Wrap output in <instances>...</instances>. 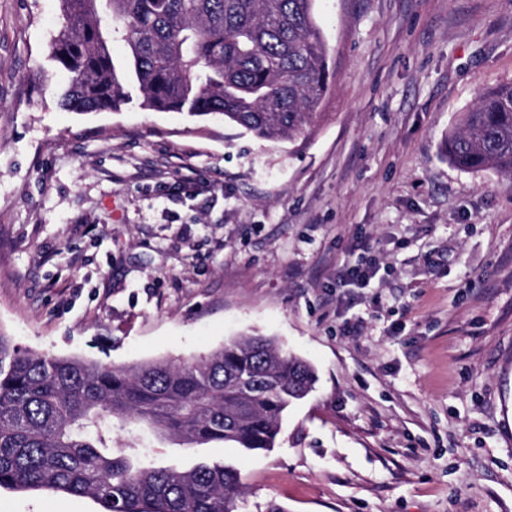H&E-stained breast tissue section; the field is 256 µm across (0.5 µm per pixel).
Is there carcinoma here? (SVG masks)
I'll use <instances>...</instances> for the list:
<instances>
[{"label": "carcinoma", "instance_id": "obj_1", "mask_svg": "<svg viewBox=\"0 0 512 512\" xmlns=\"http://www.w3.org/2000/svg\"><path fill=\"white\" fill-rule=\"evenodd\" d=\"M314 2L59 0L63 23L49 40L66 77L58 104L119 111L135 85L143 109L305 139L331 91ZM441 149L461 169L512 176V81L481 91ZM315 382L313 366L263 336L201 361L106 366L20 351L0 335V488L90 497L101 512H237L244 484L233 466H137L113 452L108 425L145 423L187 447L267 450Z\"/></svg>", "mask_w": 512, "mask_h": 512}]
</instances>
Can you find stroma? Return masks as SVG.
<instances>
[{"mask_svg":"<svg viewBox=\"0 0 512 512\" xmlns=\"http://www.w3.org/2000/svg\"><path fill=\"white\" fill-rule=\"evenodd\" d=\"M332 91L307 139L130 103L61 109L58 0H0V333L23 351L194 361L244 334L316 369L238 512H512V182L441 140L512 81V0H316ZM375 261L370 285L338 283ZM0 512H100L0 488Z\"/></svg>","mask_w":512,"mask_h":512,"instance_id":"35a3bbf8","label":"stroma"}]
</instances>
